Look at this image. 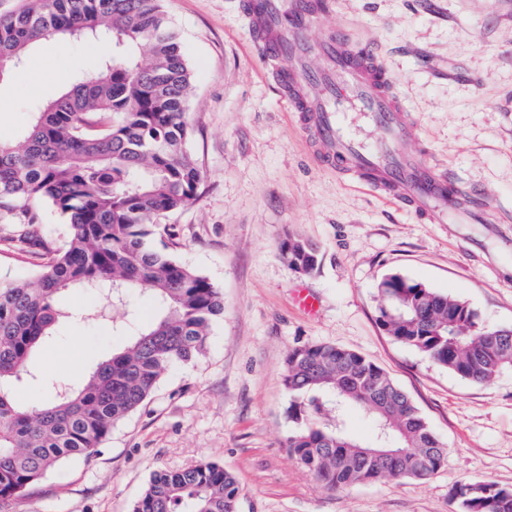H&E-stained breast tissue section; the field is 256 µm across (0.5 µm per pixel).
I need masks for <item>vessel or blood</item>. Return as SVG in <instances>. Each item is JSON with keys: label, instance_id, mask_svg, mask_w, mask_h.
<instances>
[{"label": "vessel or blood", "instance_id": "1", "mask_svg": "<svg viewBox=\"0 0 512 512\" xmlns=\"http://www.w3.org/2000/svg\"><path fill=\"white\" fill-rule=\"evenodd\" d=\"M328 9V0H292L287 6L282 0H251L245 12L250 36L265 62L294 59V66L277 70L276 79L291 111L310 132L321 163L354 173L360 184L384 192L429 223H446L456 209L482 220L486 207L480 200L451 205L452 182L424 159L398 151V143L416 138L417 126L373 51L357 47L341 30L321 51L327 68L308 64L307 27ZM349 112L381 131V138L368 144L347 129L343 117Z\"/></svg>", "mask_w": 512, "mask_h": 512}]
</instances>
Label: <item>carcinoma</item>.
<instances>
[{
    "instance_id": "carcinoma-1",
    "label": "carcinoma",
    "mask_w": 512,
    "mask_h": 512,
    "mask_svg": "<svg viewBox=\"0 0 512 512\" xmlns=\"http://www.w3.org/2000/svg\"><path fill=\"white\" fill-rule=\"evenodd\" d=\"M162 0H27L0 14V77L49 38L112 37V56L33 113L20 136L0 139V209L38 202L69 226L65 246L39 233L46 260L24 280L0 281V504L21 496L62 461L89 457L118 421L136 411L172 367L202 356L224 299L206 276L149 242L158 218L189 206L202 172L190 153L192 71ZM279 254L294 272L318 263L317 248L290 236ZM68 288L100 293L97 321L150 295L159 314L83 385L54 387L43 404L16 395L46 383L32 368L54 336ZM378 323L395 340L464 379L485 382L512 369V329L479 325L465 301L394 273L379 285ZM289 454L326 490L367 482L426 480L447 457L427 418L378 365L330 344L288 352ZM372 417L364 444L346 407ZM318 421L308 423L302 413ZM237 477L214 462L154 471L132 512H238ZM458 512H512V489L489 480L455 486Z\"/></svg>"
}]
</instances>
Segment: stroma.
<instances>
[{"label": "stroma", "instance_id": "35a3bbf8", "mask_svg": "<svg viewBox=\"0 0 512 512\" xmlns=\"http://www.w3.org/2000/svg\"><path fill=\"white\" fill-rule=\"evenodd\" d=\"M242 0H163L192 71L190 150L203 179L196 200L160 217L156 246L210 279L224 297L206 353L170 369L152 396L89 458L61 463L4 512H131L152 472L202 461L242 488L239 512H457L461 482L512 488V370L474 383L396 341L378 325V285L399 273L467 302L479 324L512 329V235L502 225L428 224L352 178L324 169L271 69L259 61ZM312 23L321 41L341 27L373 46L416 119L414 151L445 170L490 216H512V0H331ZM112 49L95 40L41 43L0 80V138L89 73ZM23 213L0 210V280L30 276L40 249ZM317 246L310 273L279 246ZM319 300L305 315L293 291ZM62 322L33 365L59 383L127 342L116 323ZM333 344L383 368L413 399L447 450L429 480L324 490L293 460L283 382L291 349Z\"/></svg>", "mask_w": 512, "mask_h": 512}]
</instances>
